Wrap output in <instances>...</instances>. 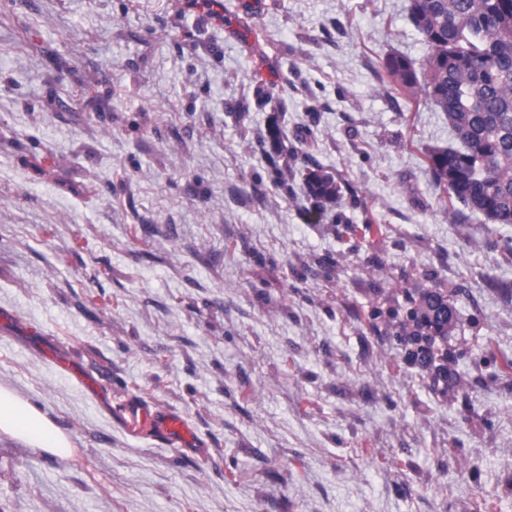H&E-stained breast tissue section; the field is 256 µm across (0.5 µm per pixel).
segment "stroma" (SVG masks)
I'll use <instances>...</instances> for the list:
<instances>
[{
  "mask_svg": "<svg viewBox=\"0 0 512 512\" xmlns=\"http://www.w3.org/2000/svg\"><path fill=\"white\" fill-rule=\"evenodd\" d=\"M223 3L0 0V385L74 444L0 435V512H512V224L449 221L384 83L409 0ZM435 284L445 390L359 318ZM306 182L310 193L320 201L336 200L339 189L331 176L320 173L319 169H312L306 175Z\"/></svg>",
  "mask_w": 512,
  "mask_h": 512,
  "instance_id": "stroma-1",
  "label": "stroma"
}]
</instances>
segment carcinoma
I'll return each mask as SVG.
<instances>
[{
    "label": "carcinoma",
    "mask_w": 512,
    "mask_h": 512,
    "mask_svg": "<svg viewBox=\"0 0 512 512\" xmlns=\"http://www.w3.org/2000/svg\"><path fill=\"white\" fill-rule=\"evenodd\" d=\"M408 15L429 48L425 68L391 56L384 69L391 86L446 113L459 147L426 155L434 181L448 198L452 222L464 209L496 224H512V0H409ZM310 193L332 201L334 180L318 169L306 175ZM449 290L432 288L420 300L410 298L400 320L392 310L373 309L371 320L389 328L408 356L429 369L436 382H448L452 357L426 351L445 336L455 313Z\"/></svg>",
    "instance_id": "1"
}]
</instances>
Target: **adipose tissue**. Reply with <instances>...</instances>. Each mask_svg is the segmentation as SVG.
Masks as SVG:
<instances>
[{
  "instance_id": "1",
  "label": "adipose tissue",
  "mask_w": 512,
  "mask_h": 512,
  "mask_svg": "<svg viewBox=\"0 0 512 512\" xmlns=\"http://www.w3.org/2000/svg\"><path fill=\"white\" fill-rule=\"evenodd\" d=\"M0 434L60 458L70 456L73 442L15 390L0 385Z\"/></svg>"
}]
</instances>
